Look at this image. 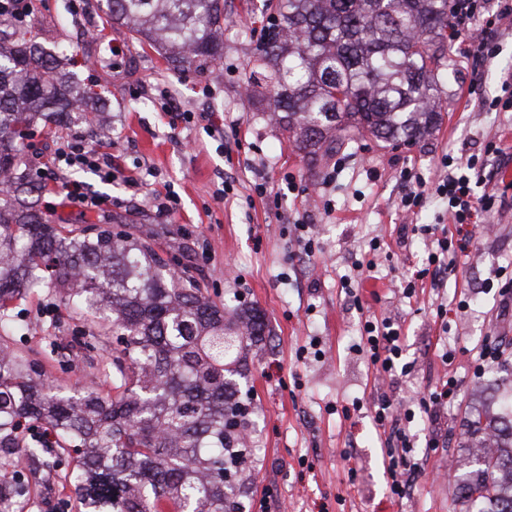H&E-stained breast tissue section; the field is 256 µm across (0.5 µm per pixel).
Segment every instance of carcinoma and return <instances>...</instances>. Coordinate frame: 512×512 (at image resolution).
I'll list each match as a JSON object with an SVG mask.
<instances>
[{"label": "carcinoma", "instance_id": "obj_1", "mask_svg": "<svg viewBox=\"0 0 512 512\" xmlns=\"http://www.w3.org/2000/svg\"><path fill=\"white\" fill-rule=\"evenodd\" d=\"M449 0H269L252 75L295 146L316 162L368 133L415 143L442 121ZM106 20L204 74L224 58V0H100ZM90 122L84 99L43 47L16 31L0 40V330L14 304L46 284L122 348L101 370L111 386L63 387L0 347V468L51 449L72 455L78 512H240L227 470L247 466L251 420L237 376L245 343L266 324L227 312L200 282L168 269L151 235L50 220L27 197L22 129ZM43 427L31 441L24 430ZM470 434L492 450L459 464L467 512H512V415L481 412Z\"/></svg>", "mask_w": 512, "mask_h": 512}]
</instances>
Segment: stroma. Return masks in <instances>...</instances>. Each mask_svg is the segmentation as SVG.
Instances as JSON below:
<instances>
[{
    "instance_id": "stroma-1",
    "label": "stroma",
    "mask_w": 512,
    "mask_h": 512,
    "mask_svg": "<svg viewBox=\"0 0 512 512\" xmlns=\"http://www.w3.org/2000/svg\"><path fill=\"white\" fill-rule=\"evenodd\" d=\"M26 25L45 48L65 53L82 89L110 105L107 129L79 126L60 137L78 136L87 146L112 144L113 181L91 170L73 177L111 197L103 210L83 213L63 194L42 192V211L53 219L78 223H121L133 231L158 230L166 256L179 258L201 280L216 302L232 309H257L268 325L266 336L249 344L243 372L251 390L252 459L240 475L242 512H465L449 463L465 456L466 419L483 405L498 409L512 382L497 384L496 367L474 371V348L496 338L512 360V299L497 288L501 274H512V107L493 105L512 78V22L487 29L479 15L470 44L482 53L453 44L443 84V121L428 139L389 145L372 137L342 149V171L333 159L310 166L286 132L271 123L265 103L246 93L255 40L242 26L261 30L265 0H224V58L212 72L181 75L163 57L141 46L127 28L99 18L98 0H30ZM468 43V44H469ZM120 54H112V47ZM175 98L186 119L172 120L167 98ZM57 137V138H60ZM57 138L43 123L29 127L26 156L53 157ZM500 141L501 155L488 153ZM482 155L483 181L475 195L494 203L469 225L471 240L457 252L443 278L411 299L407 281L435 247L433 238L414 232L435 224L452 241L460 235L448 219V200L435 191L445 156ZM415 166L426 202L407 211L401 177ZM153 170L159 183L178 196V209L158 218L149 193L134 192L125 178ZM335 175L334 187L323 188ZM266 187L257 195L254 184ZM228 187L224 199L216 192ZM308 223L313 252L296 241L295 221ZM374 261L358 276L356 263ZM360 278L361 301L343 290ZM445 316H438L439 307ZM398 322L405 334L410 376L378 386L367 359L355 352L362 325L370 316ZM14 329L0 344L24 355L51 383L90 386L111 358L117 338L99 342L76 320L50 288L27 295L14 310ZM319 339L321 357H298L310 339ZM451 363H443V352ZM455 379L457 397L441 417V445L417 448L421 474L404 499L391 500L383 464V443L367 411L379 395L409 399ZM363 403V411L352 403ZM356 479H349V468ZM12 482L29 486L23 512H75L65 479L46 477L37 462L0 470Z\"/></svg>"
}]
</instances>
